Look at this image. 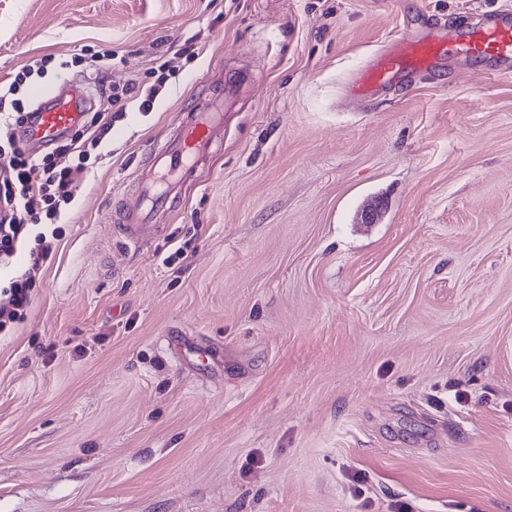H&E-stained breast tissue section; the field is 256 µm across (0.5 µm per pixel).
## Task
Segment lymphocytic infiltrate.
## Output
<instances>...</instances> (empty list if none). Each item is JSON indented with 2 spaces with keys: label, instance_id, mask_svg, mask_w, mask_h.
I'll use <instances>...</instances> for the list:
<instances>
[{
  "label": "lymphocytic infiltrate",
  "instance_id": "obj_1",
  "mask_svg": "<svg viewBox=\"0 0 512 512\" xmlns=\"http://www.w3.org/2000/svg\"><path fill=\"white\" fill-rule=\"evenodd\" d=\"M112 119L110 111L94 113V132L84 149L60 140L51 153L40 155L0 144V184L5 187L0 195L1 264L8 263L17 243L31 234V227L39 229L40 225L56 223L68 209L86 174L92 150L98 149L112 131ZM66 154L71 157L69 164L59 166L57 156ZM35 236L38 249L31 265L0 291L7 297L6 303L0 305V330L22 316L41 264L53 251L54 241L46 233L39 230Z\"/></svg>",
  "mask_w": 512,
  "mask_h": 512
}]
</instances>
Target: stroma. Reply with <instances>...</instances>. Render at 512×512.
<instances>
[{"label":"stroma","instance_id":"35a3bbf8","mask_svg":"<svg viewBox=\"0 0 512 512\" xmlns=\"http://www.w3.org/2000/svg\"><path fill=\"white\" fill-rule=\"evenodd\" d=\"M512 0H0V85L125 99L0 332V512H512V76L368 55ZM111 52V61H93ZM238 79L167 230L109 217ZM174 264H167L168 256ZM52 57H42L40 59H34L32 64L25 66L22 71L18 72L14 79L10 82L5 89H3L2 94V85L0 88V112H2L6 99L8 96H14L20 86L23 85L27 78H29L35 71L36 73H42L44 69H46L47 65L52 62Z\"/></svg>","mask_w":512,"mask_h":512}]
</instances>
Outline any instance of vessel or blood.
I'll list each match as a JSON object with an SVG mask.
<instances>
[{
	"label": "vessel or blood",
	"mask_w": 512,
	"mask_h": 512,
	"mask_svg": "<svg viewBox=\"0 0 512 512\" xmlns=\"http://www.w3.org/2000/svg\"><path fill=\"white\" fill-rule=\"evenodd\" d=\"M450 51L466 59L512 62V14L490 11L468 29L440 38L398 34L372 53L346 83L345 92L370 99L400 75L430 71ZM236 91V82L223 85L217 95L184 113L174 133L151 152L149 162L137 174V202L123 212L118 226L123 248H143L162 234L164 227L153 223L154 214L176 198L197 166L211 157L215 144L223 141L224 105L233 101ZM33 97L37 106L23 137L36 148L80 124L88 104L82 87L75 83L57 90L39 88Z\"/></svg>",
	"instance_id": "obj_1"
}]
</instances>
